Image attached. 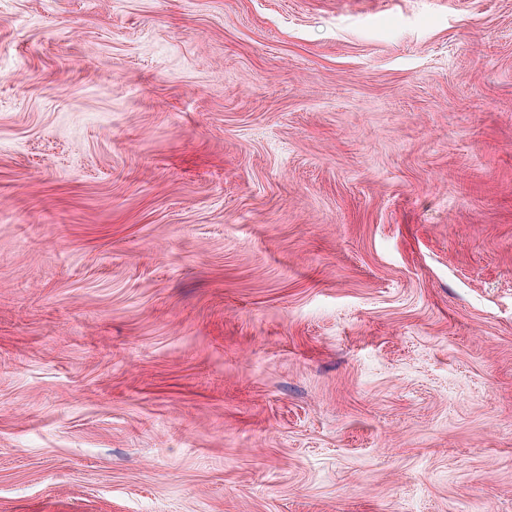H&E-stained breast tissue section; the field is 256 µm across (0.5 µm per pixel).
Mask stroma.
Here are the masks:
<instances>
[{"label": "stroma", "mask_w": 512, "mask_h": 512, "mask_svg": "<svg viewBox=\"0 0 512 512\" xmlns=\"http://www.w3.org/2000/svg\"><path fill=\"white\" fill-rule=\"evenodd\" d=\"M0 512H512V0H0Z\"/></svg>", "instance_id": "obj_1"}]
</instances>
